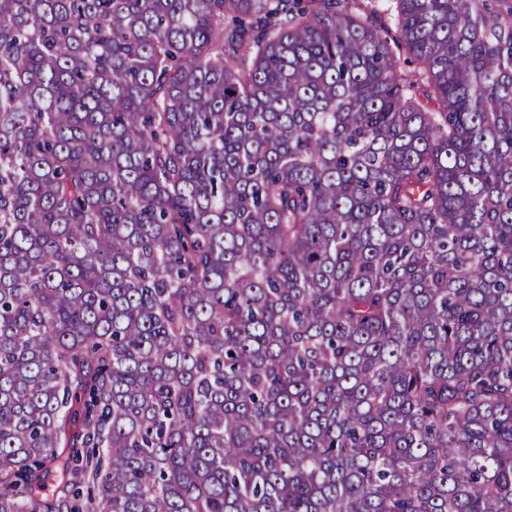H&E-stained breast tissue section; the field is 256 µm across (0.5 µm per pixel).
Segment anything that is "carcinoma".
Instances as JSON below:
<instances>
[{
  "mask_svg": "<svg viewBox=\"0 0 512 512\" xmlns=\"http://www.w3.org/2000/svg\"><path fill=\"white\" fill-rule=\"evenodd\" d=\"M0 512H512V0H0Z\"/></svg>",
  "mask_w": 512,
  "mask_h": 512,
  "instance_id": "1",
  "label": "carcinoma"
}]
</instances>
